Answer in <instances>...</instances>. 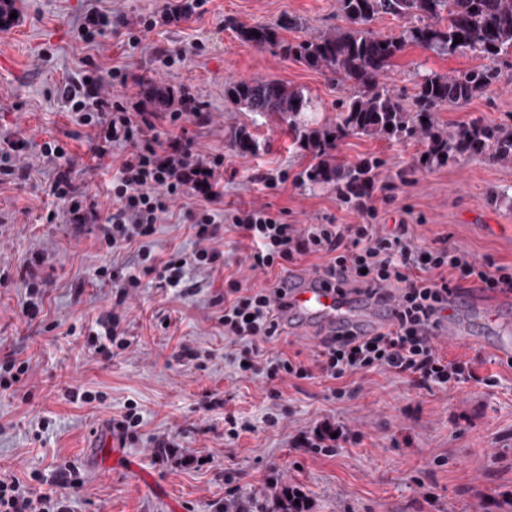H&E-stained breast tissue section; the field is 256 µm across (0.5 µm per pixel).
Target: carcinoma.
Returning <instances> with one entry per match:
<instances>
[{
    "instance_id": "obj_1",
    "label": "carcinoma",
    "mask_w": 512,
    "mask_h": 512,
    "mask_svg": "<svg viewBox=\"0 0 512 512\" xmlns=\"http://www.w3.org/2000/svg\"><path fill=\"white\" fill-rule=\"evenodd\" d=\"M346 26L327 34L291 43L279 37L277 27H242L244 42L257 47L275 46L286 58L345 81L349 94L340 104L334 126L311 127L305 114L311 99L278 80H230L224 96L247 111L276 117L287 123L300 142L319 161L306 171L312 184H332L345 200L360 201L372 195L376 170L382 161L367 157L351 165L333 163L330 150L344 137L362 134L376 139L416 138L423 142V165L442 166L460 157L482 156L501 167L512 166V125L474 121L456 130L438 125L436 112L454 107L487 92L498 82V72L487 65L466 72L430 73L416 84L412 107H404L383 83L391 61L409 41L453 54L469 50L493 61L512 53V0H337ZM381 15L416 17L421 25L399 36L377 35L367 25ZM462 42L454 43L455 37ZM171 85L146 87L156 111H165L175 100ZM332 141H327V137ZM230 145L246 154L255 148L249 133L240 129ZM276 512H304V504L288 498V490L272 503Z\"/></svg>"
}]
</instances>
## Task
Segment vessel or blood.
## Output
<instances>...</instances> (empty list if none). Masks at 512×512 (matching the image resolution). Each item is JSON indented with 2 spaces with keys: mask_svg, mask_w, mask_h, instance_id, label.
<instances>
[{
  "mask_svg": "<svg viewBox=\"0 0 512 512\" xmlns=\"http://www.w3.org/2000/svg\"><path fill=\"white\" fill-rule=\"evenodd\" d=\"M287 326L313 340L331 335L372 336L391 327L398 308L391 295L367 298L365 295L335 289L334 285L316 277L304 282L288 281ZM472 303L481 311L487 323L512 330V324L503 322L499 315L500 302L491 293L478 287L449 296L448 307L437 325L438 337L461 341L457 314L465 304Z\"/></svg>",
  "mask_w": 512,
  "mask_h": 512,
  "instance_id": "obj_1",
  "label": "vessel or blood"
}]
</instances>
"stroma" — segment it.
I'll return each instance as SVG.
<instances>
[{"instance_id":"obj_1","label":"stroma","mask_w":512,"mask_h":512,"mask_svg":"<svg viewBox=\"0 0 512 512\" xmlns=\"http://www.w3.org/2000/svg\"><path fill=\"white\" fill-rule=\"evenodd\" d=\"M101 7L156 26L139 44L109 32L84 44L73 30L84 0H16L10 26L0 29V140L20 138L28 181L0 184V358L28 362L15 389L0 392V472L23 481L49 476L60 464L80 469L83 486L71 492V512H215L236 491L251 512H263L276 487L295 486L309 512H512V362L491 350L440 343L448 358L471 360L478 379L464 388L431 389L410 377L370 372L344 381L332 396L326 382L284 379V417L269 426L272 405L261 377L240 374L218 323L213 299L228 276L258 281L238 264L186 271L187 292L161 285L155 275L119 307L112 285L98 269L109 260L98 227L49 224L48 210L64 201L46 193L54 165L41 154L46 141L64 148L83 193L108 210L107 180L91 158L89 129L70 113L64 84L89 69L126 70V86L102 85V97L149 111L146 84H168L191 94L208 114L187 123L197 151L224 156V208L265 206L285 212L291 224H364L361 209L343 203L331 185L308 183L315 156L295 142L288 126L244 111L224 97L228 80L275 79L313 103L314 126L336 122L346 83L283 57L278 49L242 42V26L289 20L280 35L296 43L342 25L336 0H100ZM181 53V62L166 57ZM474 53L446 54L408 43L392 61L385 82L411 103L420 74L484 65ZM500 81L461 107L438 113L455 129L480 118L512 122V56L497 61ZM246 129L256 149L241 154L229 145L232 130ZM421 143L350 135L334 151L337 162L374 155L382 165L371 202L379 224H407L420 245L450 246L481 260L512 265V168L470 157L442 166L419 164ZM280 177L276 188L262 175ZM176 202L172 215L149 239L153 257L192 253L196 238ZM41 256L47 285L41 312L26 320L24 265ZM118 314L129 346L112 358L97 355L89 339L100 318ZM198 353L176 360L181 348ZM93 402L72 401L71 389ZM141 417L136 440L97 447L128 404ZM331 427L343 435L334 454L294 447L299 433ZM167 440L172 456L155 447Z\"/></svg>"}]
</instances>
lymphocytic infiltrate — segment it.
<instances>
[{
	"mask_svg": "<svg viewBox=\"0 0 512 512\" xmlns=\"http://www.w3.org/2000/svg\"><path fill=\"white\" fill-rule=\"evenodd\" d=\"M63 95L78 121L94 129V157L101 161L111 157L117 145L126 154L108 184L112 208L103 216L95 200L77 191L71 168L59 165L63 147L53 141L44 143L43 157L55 164L49 194L68 204L64 213L48 212L47 223L61 219L68 224L97 225L101 245L114 254L153 236L174 201L196 199L197 207L187 215L197 248L156 264L150 252L142 254L146 272L177 288L185 283L187 267H215L220 254L209 243L218 238L223 222L231 221L251 242L248 251L238 257V265L266 277L262 283L231 277L224 281L219 322L225 340L237 346V358L246 371L271 383L286 376L317 378L332 383L331 393L336 397L344 394L337 381L375 371L445 389L474 379L468 361L440 352L432 331L448 305L449 289L466 280L482 283L489 291L511 292L512 266L479 261L455 247L421 246L407 224L390 228L383 224H290L265 207L225 214L223 155H201L192 139L178 130L181 122L203 117L192 96H182L179 109L169 115V130L162 131L146 113L101 98L98 75L67 83ZM312 256L322 258L319 273L327 282L370 296L394 291L399 308L396 325L371 337L322 339L309 363L296 356L267 354V344L281 334L287 306L282 285L288 268ZM54 484L53 490L42 492L13 474L0 473V512H69L66 494L83 484L79 470L70 465L60 468Z\"/></svg>",
	"mask_w": 512,
	"mask_h": 512,
	"instance_id": "f902f5d3",
	"label": "lymphocytic infiltrate"
}]
</instances>
